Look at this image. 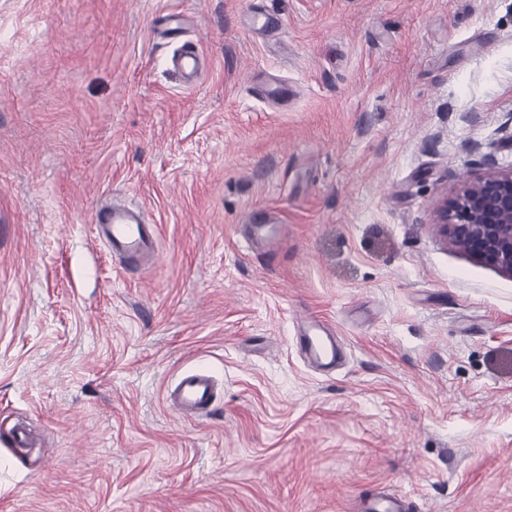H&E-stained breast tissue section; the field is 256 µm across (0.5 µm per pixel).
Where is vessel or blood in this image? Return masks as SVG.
Returning a JSON list of instances; mask_svg holds the SVG:
<instances>
[{"mask_svg":"<svg viewBox=\"0 0 512 512\" xmlns=\"http://www.w3.org/2000/svg\"><path fill=\"white\" fill-rule=\"evenodd\" d=\"M92 222L100 241L123 267L131 268L155 258L158 229L147 223L138 206L117 200L101 203L92 213ZM300 345L329 365L335 363L339 354L335 337L321 335L316 328L301 336ZM166 400L188 417L207 415L215 405L211 376L203 371L185 373ZM366 512H411V509L405 496L384 494L370 499Z\"/></svg>","mask_w":512,"mask_h":512,"instance_id":"1","label":"vessel or blood"}]
</instances>
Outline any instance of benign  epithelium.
<instances>
[{
	"mask_svg": "<svg viewBox=\"0 0 512 512\" xmlns=\"http://www.w3.org/2000/svg\"><path fill=\"white\" fill-rule=\"evenodd\" d=\"M432 224L453 248L512 279V167H493L442 196Z\"/></svg>",
	"mask_w": 512,
	"mask_h": 512,
	"instance_id": "7a95c632",
	"label": "benign epithelium"
}]
</instances>
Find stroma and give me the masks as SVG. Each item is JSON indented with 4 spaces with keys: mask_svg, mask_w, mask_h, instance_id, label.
Masks as SVG:
<instances>
[{
    "mask_svg": "<svg viewBox=\"0 0 512 512\" xmlns=\"http://www.w3.org/2000/svg\"><path fill=\"white\" fill-rule=\"evenodd\" d=\"M511 135L512 0H0V512H512V279L431 224ZM100 242L123 268H131L156 257L158 229L148 224L136 205L124 201H106L92 213ZM300 345L306 350H312L319 359L325 361L324 365L334 364L339 354L335 337L322 336L317 328L309 329L300 336ZM167 403L191 418H201L215 405L212 377L204 371L185 373L173 393L166 395ZM367 512H411L410 504L401 494L378 495L367 502Z\"/></svg>",
    "mask_w": 512,
    "mask_h": 512,
    "instance_id": "1",
    "label": "stroma"
}]
</instances>
